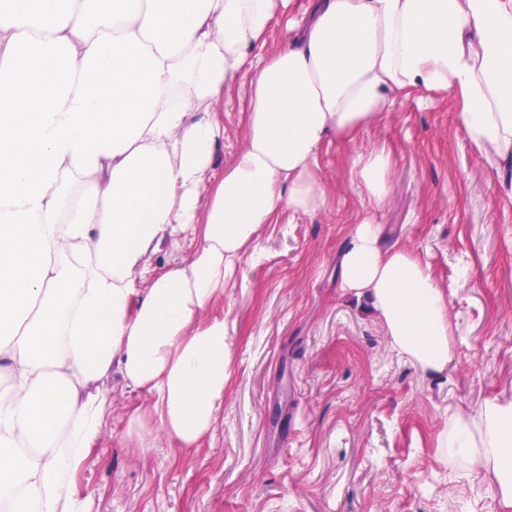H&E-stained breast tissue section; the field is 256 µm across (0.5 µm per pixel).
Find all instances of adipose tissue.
Returning a JSON list of instances; mask_svg holds the SVG:
<instances>
[{
    "mask_svg": "<svg viewBox=\"0 0 512 512\" xmlns=\"http://www.w3.org/2000/svg\"><path fill=\"white\" fill-rule=\"evenodd\" d=\"M0 0V504L93 512L78 492L110 422L119 371L147 403L117 443L180 449L214 432L227 346L214 312L241 254L283 210L328 194L319 152L354 139L406 90L451 93L485 166L512 170V0ZM282 47L264 49L275 21ZM237 83L247 139L218 169L224 127L193 119ZM392 158L357 155L350 177L384 204ZM78 175V191L63 182ZM341 257L395 348L423 371L453 359L448 299L372 216ZM195 248L140 282L161 245ZM450 452L492 473L512 512V403L448 418Z\"/></svg>",
    "mask_w": 512,
    "mask_h": 512,
    "instance_id": "adipose-tissue-1",
    "label": "adipose tissue"
}]
</instances>
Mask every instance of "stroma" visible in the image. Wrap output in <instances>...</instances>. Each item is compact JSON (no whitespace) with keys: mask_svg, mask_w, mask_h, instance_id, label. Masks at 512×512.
Returning a JSON list of instances; mask_svg holds the SVG:
<instances>
[{"mask_svg":"<svg viewBox=\"0 0 512 512\" xmlns=\"http://www.w3.org/2000/svg\"><path fill=\"white\" fill-rule=\"evenodd\" d=\"M248 97L238 83L206 108L224 127L219 165L245 142ZM372 150L394 162L375 216L384 245L413 253L448 296L454 358L436 375L340 286L341 251L368 209L349 166ZM319 162L328 207L263 225L259 254L243 253L224 288L223 423L187 452L160 430L145 455L104 433L75 479L96 512H501L440 440L450 413L512 402V197L444 92L399 97Z\"/></svg>","mask_w":512,"mask_h":512,"instance_id":"1","label":"stroma"}]
</instances>
